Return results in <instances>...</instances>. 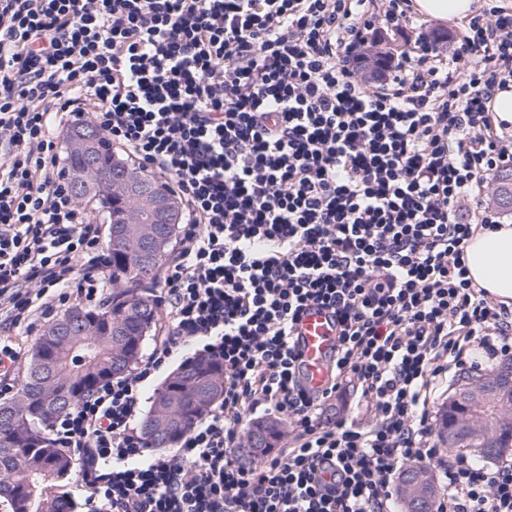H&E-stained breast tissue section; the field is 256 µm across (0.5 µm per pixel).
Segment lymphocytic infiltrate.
<instances>
[{
	"label": "lymphocytic infiltrate",
	"mask_w": 512,
	"mask_h": 512,
	"mask_svg": "<svg viewBox=\"0 0 512 512\" xmlns=\"http://www.w3.org/2000/svg\"><path fill=\"white\" fill-rule=\"evenodd\" d=\"M366 0H0V310L14 326L99 301L100 227L71 192L61 128L90 119L186 211L160 302L167 329L50 428L91 512H398L402 464L437 469L435 512H512V461L445 455L435 394L512 357V308L468 275L499 216L461 202L512 164L492 125L512 87V8L484 0L452 62L430 44L371 88L348 60ZM337 323L331 378L301 381L293 329ZM224 367L220 405L145 457L142 393L187 345ZM350 397L354 418L325 419ZM286 446L243 462L249 413ZM254 417L255 416H253L251 414L249 415V420L247 419V423H246V432L248 431V428L250 427V425H252V423H255V422L259 423V421H275L279 425L280 434L286 435L288 433V424L285 421L278 419L274 415L263 416L259 419L254 418ZM255 424H253L248 431V440H247V434L245 432V434L243 435V438H242V442H241V448H243L242 454L244 455L245 460L249 463H251V462L258 463L261 460H263L262 453L260 454V452H257V453L252 454L251 452H247L248 442H249L250 446L252 445L253 433L255 432L254 431Z\"/></svg>",
	"instance_id": "f902f5d3"
}]
</instances>
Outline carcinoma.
Masks as SVG:
<instances>
[{"label":"carcinoma","mask_w":512,"mask_h":512,"mask_svg":"<svg viewBox=\"0 0 512 512\" xmlns=\"http://www.w3.org/2000/svg\"><path fill=\"white\" fill-rule=\"evenodd\" d=\"M96 161L101 171L113 172L133 162L103 136L98 135ZM148 183L164 188L184 219L181 201L168 182L144 173ZM98 199L101 209L117 218L112 225V283L116 288L99 306L74 307L63 316L84 315L82 328L53 334L50 324L35 340L24 375L13 396L0 402V497L10 512H66L71 507L67 488L76 471L75 461L54 448L48 430L54 419L74 408L102 380L128 371L140 357L145 343L140 328L155 324L158 303L149 292L176 237L177 224H124L119 216H141L145 206L123 192L111 198L75 194L79 201ZM122 330L135 339L133 345L115 340ZM49 350L55 374L38 376L41 353ZM224 393V371L216 362L198 358L182 364L175 376L153 394V408L142 422L146 447L171 448L198 418ZM478 428L463 447L473 448L478 459H492L491 448L501 443L498 427L512 424V392L487 388L467 406Z\"/></svg>","instance_id":"1"}]
</instances>
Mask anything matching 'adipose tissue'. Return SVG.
I'll return each instance as SVG.
<instances>
[{
    "instance_id": "adipose-tissue-1",
    "label": "adipose tissue",
    "mask_w": 512,
    "mask_h": 512,
    "mask_svg": "<svg viewBox=\"0 0 512 512\" xmlns=\"http://www.w3.org/2000/svg\"><path fill=\"white\" fill-rule=\"evenodd\" d=\"M469 275L485 293L512 302V225L476 232L465 249Z\"/></svg>"
}]
</instances>
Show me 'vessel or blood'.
Listing matches in <instances>:
<instances>
[{"label":"vessel or blood","instance_id":"obj_1","mask_svg":"<svg viewBox=\"0 0 512 512\" xmlns=\"http://www.w3.org/2000/svg\"><path fill=\"white\" fill-rule=\"evenodd\" d=\"M294 333L307 385L314 390L324 388L329 380L330 359L336 347L333 315L323 308H308L301 314Z\"/></svg>","mask_w":512,"mask_h":512}]
</instances>
